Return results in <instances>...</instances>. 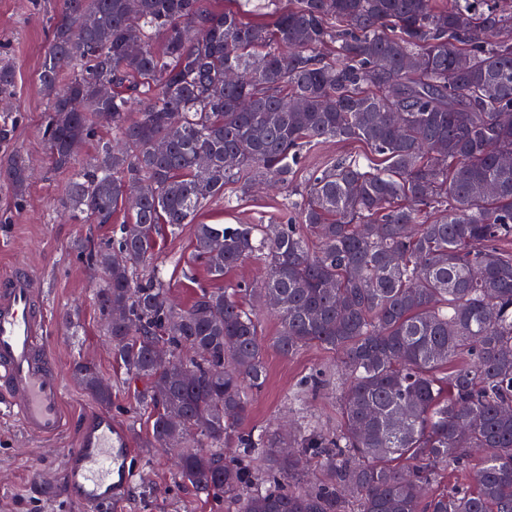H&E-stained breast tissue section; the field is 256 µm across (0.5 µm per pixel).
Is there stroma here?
Listing matches in <instances>:
<instances>
[{
  "instance_id": "1",
  "label": "stroma",
  "mask_w": 512,
  "mask_h": 512,
  "mask_svg": "<svg viewBox=\"0 0 512 512\" xmlns=\"http://www.w3.org/2000/svg\"><path fill=\"white\" fill-rule=\"evenodd\" d=\"M61 6V0H0V64L11 65L15 73L12 109L0 111V123L13 127L11 141L0 143V166L17 152L33 173L21 197L0 175V277L17 270L37 277L45 299V343L62 371L65 401L73 414L97 405L72 375L76 361L95 364L112 387L109 410L128 429L137 449L134 483L124 503L112 512H232L224 500L199 495L184 483L170 452L148 446L151 421L135 401L138 384L112 359L85 249L106 242L113 224L121 223L126 213L117 209L109 225L71 219L63 206L70 175L52 168L43 138L48 101L38 73L49 46V19L59 14ZM228 193V198L208 201L194 224L183 225L177 235L165 233L158 238L154 262L163 267L179 304H190L204 289L228 290L256 282L263 273L265 260L259 255L217 281L194 255L195 224H268L285 214V196L274 189L255 183L249 191L235 185ZM265 365L266 384L253 396L249 427L264 429L285 421L297 429L311 425L335 432L340 421L336 388L342 371L334 354L316 345L288 357L270 350ZM318 371L329 379V386L309 398L305 407H297L291 399L293 390ZM74 444L71 435L54 443L42 442L25 433L15 420L0 416V512H76L65 494L49 498L41 492L42 483L59 478L61 449Z\"/></svg>"
}]
</instances>
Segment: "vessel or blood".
<instances>
[{
	"mask_svg": "<svg viewBox=\"0 0 512 512\" xmlns=\"http://www.w3.org/2000/svg\"><path fill=\"white\" fill-rule=\"evenodd\" d=\"M46 328L36 277L18 271L0 279V411L53 441L71 419L61 373L42 342ZM133 454L130 433L110 413L86 412L75 446L60 457L68 493L83 512H103L125 499L135 477Z\"/></svg>",
	"mask_w": 512,
	"mask_h": 512,
	"instance_id": "obj_1",
	"label": "vessel or blood"
}]
</instances>
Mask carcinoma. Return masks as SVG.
Wrapping results in <instances>:
<instances>
[{
  "mask_svg": "<svg viewBox=\"0 0 512 512\" xmlns=\"http://www.w3.org/2000/svg\"><path fill=\"white\" fill-rule=\"evenodd\" d=\"M138 2L131 13L127 0H62L38 80L73 216L107 224L139 197L90 270L113 360L148 381L149 441L234 512H351L352 498L356 512H512V168L499 163L512 152V16L495 0H289L256 23L204 0ZM410 56L425 66L407 68ZM58 57L80 61L65 82ZM101 112L123 148L101 139L83 163L70 144L95 135ZM324 141L370 156L294 186L304 148ZM243 171L288 192L289 221L194 223ZM5 176L23 195L26 160L12 155ZM184 224L214 279L265 255L260 284L173 305L162 269H139L161 228ZM243 296L278 319L279 354L316 344L344 367L336 433L305 428L287 458L276 434L243 428L267 350ZM72 373L111 404L94 365ZM322 387L313 375L292 399ZM227 447L240 454L225 459ZM469 448L484 450L472 481L427 495L438 468H468ZM313 456L324 481L298 489Z\"/></svg>",
  "mask_w": 512,
  "mask_h": 512,
  "instance_id": "obj_1",
  "label": "carcinoma"
}]
</instances>
